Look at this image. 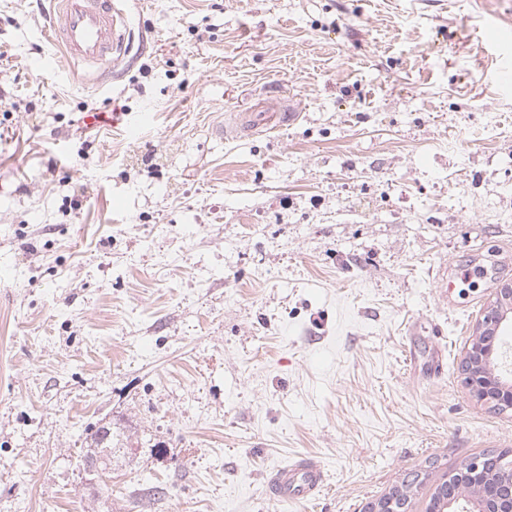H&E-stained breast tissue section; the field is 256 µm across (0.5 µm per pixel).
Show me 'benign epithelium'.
I'll return each mask as SVG.
<instances>
[{"label":"benign epithelium","instance_id":"1","mask_svg":"<svg viewBox=\"0 0 512 512\" xmlns=\"http://www.w3.org/2000/svg\"><path fill=\"white\" fill-rule=\"evenodd\" d=\"M512 320V284L496 289L486 302L484 314L473 330V340L464 361V382L477 401H495L512 407V379L491 372L498 349L488 337L496 336ZM485 488L478 512H512V462L494 454L469 460L468 468L448 476Z\"/></svg>","mask_w":512,"mask_h":512}]
</instances>
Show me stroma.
Masks as SVG:
<instances>
[{"label": "stroma", "mask_w": 512, "mask_h": 512, "mask_svg": "<svg viewBox=\"0 0 512 512\" xmlns=\"http://www.w3.org/2000/svg\"><path fill=\"white\" fill-rule=\"evenodd\" d=\"M125 9L96 81L51 0H0V512H363L512 450L459 373L512 282V0ZM299 456L326 490L274 500ZM251 114L252 113L240 116V125L248 128L269 126L273 123L284 125L294 121L297 117V113L291 108H289L287 112H262V116H252Z\"/></svg>", "instance_id": "stroma-1"}]
</instances>
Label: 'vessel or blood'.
Segmentation results:
<instances>
[{"mask_svg":"<svg viewBox=\"0 0 512 512\" xmlns=\"http://www.w3.org/2000/svg\"><path fill=\"white\" fill-rule=\"evenodd\" d=\"M57 20L48 36L62 52L88 67L111 61L126 42L123 11L118 0H56ZM294 111L245 115L242 126L257 128L294 121ZM327 482L325 467L318 461L299 459L277 466L268 484L282 502H307L319 496Z\"/></svg>","mask_w":512,"mask_h":512,"instance_id":"b4317fda","label":"vessel or blood"}]
</instances>
